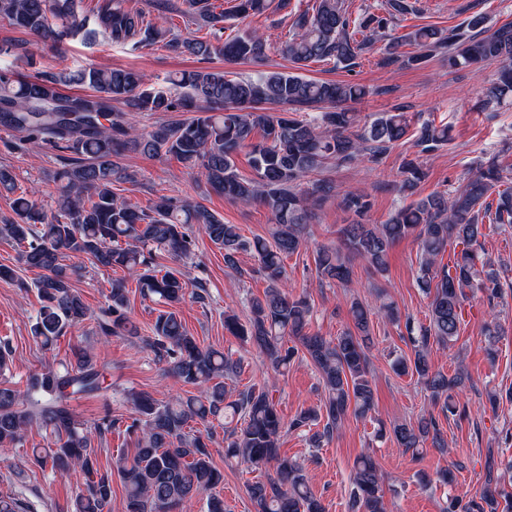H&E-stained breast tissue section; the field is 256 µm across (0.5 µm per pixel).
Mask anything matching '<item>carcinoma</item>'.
<instances>
[{
    "label": "carcinoma",
    "mask_w": 512,
    "mask_h": 512,
    "mask_svg": "<svg viewBox=\"0 0 512 512\" xmlns=\"http://www.w3.org/2000/svg\"><path fill=\"white\" fill-rule=\"evenodd\" d=\"M80 2L0 0V27L22 31L57 52L66 39L80 35L89 42L102 39L134 49L159 46L200 60L221 55L229 64L249 63L255 70L233 78L207 68L182 70L159 85L131 68L85 66L57 74L0 68V125L22 134L28 144L56 151L59 163L49 173L57 185L55 210L49 215L19 191L12 169L0 167V194L13 196V215L0 220V238L21 248L19 260L26 268L40 271L34 281L40 307L31 335L49 348L70 327L90 319L104 340L137 339L172 377L197 390L167 402L144 391L124 393L123 403L135 413L125 430L136 442L132 456L117 460L128 512H180L197 495L217 488L222 474L212 465L209 424L222 416L236 420L233 426L224 425L225 455L253 470L275 463V476L248 487L259 512H322L303 466L280 455L283 421L269 390L254 385L227 400L224 376L239 374L242 361L220 349L201 347L172 309L159 312L149 333H141L128 315L127 280L136 281L143 296L169 306L187 295L205 305L210 299L205 282H186L180 267L157 264L156 254L184 264L193 261L196 229L224 250L228 267L237 268L241 252L256 254L268 286L263 297L249 301L246 322L226 314L224 329L255 346L275 372L287 368L300 352L319 370L326 392L323 407L300 412L289 428L311 433L312 443L318 444L330 439L349 416L367 415L373 407L370 308L352 303L353 328L334 339L310 332L309 299L285 291V259L306 247L315 201L336 191L332 181L321 177L328 165L378 163L407 136L422 152H434L451 138L446 125L425 121L414 126L405 104L362 123L355 104L371 94L367 86L309 80L299 70L329 60L337 69L352 71L359 56L412 10L411 0H385L383 9L368 7L356 17L347 11L345 0H315L312 11L294 14L292 37L282 48L293 64L288 72L264 69L268 45L257 31L239 29L225 35L230 20L263 15L276 6L282 9L288 0H229L222 10L212 0L176 3L174 11L197 29H206L207 40L178 37L146 12L128 7L129 0H97L86 11L79 8ZM407 43L417 52L397 51ZM435 54L450 68L498 62L497 79L483 107L512 101V23L493 29L484 15L476 14L450 31L422 26L393 38L379 64L414 66ZM63 86L86 92L65 94ZM134 112L172 116L140 129L132 120ZM177 112L191 116L179 118ZM257 131L261 140L255 142ZM244 148L251 154V177L241 175L235 164ZM129 153L172 155L198 170L212 191L232 201L259 203L271 216L269 237L249 238L238 225L224 223L197 201L160 196L144 207L131 204L116 192L120 183L137 182V173L121 164ZM422 177L410 159L392 185L411 197ZM503 179L499 156L492 155L457 190L415 200L381 224L365 222L370 201L348 192L341 206L354 218L339 230L342 246L316 251L321 279L347 288L352 283L351 258L382 273L390 247L414 236L420 254L418 281L430 297L428 323L416 326L405 319L413 356L398 360L394 370L423 380L445 416L456 412L449 391L464 379L433 369L430 354L433 346L457 340L464 289L479 288L493 299L502 294L500 274L486 260L480 237L486 218L512 227V191L500 189ZM493 195L494 204L489 202ZM451 242L462 249L450 270L437 265V259ZM84 258L98 268L124 271V276L112 279L104 307L96 313L71 286L79 271L73 260ZM290 340L299 345H288ZM74 357V366L45 370L24 392L0 385V445L21 443L34 423L45 427L53 440L47 448L32 449L34 460L53 470L81 468L89 480L75 496V512H108L112 474L97 473L92 456L94 436L111 432L117 420L106 416L90 430L74 418L70 401L106 391L112 384L105 383L106 367L88 350L77 347ZM198 424L203 429L196 428ZM391 432L397 446L415 458L428 441L434 448L445 447L433 416L396 424ZM353 469L352 512H385L382 474L374 457L361 453ZM447 512H512V491L495 488L455 499Z\"/></svg>",
    "instance_id": "cac0c4a2"
}]
</instances>
